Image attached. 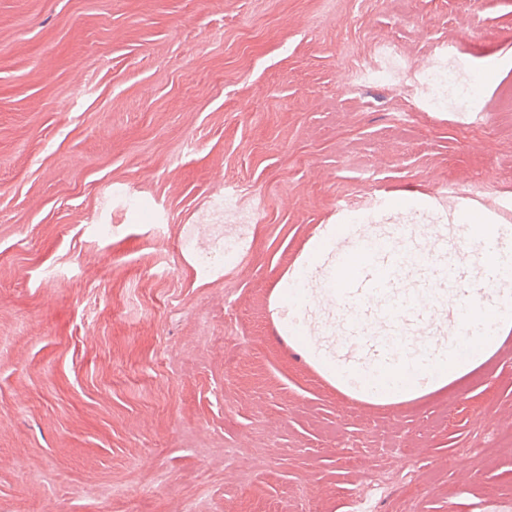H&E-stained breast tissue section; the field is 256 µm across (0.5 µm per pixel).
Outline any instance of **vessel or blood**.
<instances>
[{"instance_id": "obj_1", "label": "vessel or blood", "mask_w": 512, "mask_h": 512, "mask_svg": "<svg viewBox=\"0 0 512 512\" xmlns=\"http://www.w3.org/2000/svg\"><path fill=\"white\" fill-rule=\"evenodd\" d=\"M337 241L338 249L329 253L327 259L326 286L329 295L344 299L348 305L343 335L353 350L370 349L373 337L377 336L381 339L380 352L401 351L408 340L397 334L395 321L409 312L422 323H434L438 287L447 281L461 282L463 278L456 258L434 264L429 251L418 244L399 250L363 235L352 236L345 225L338 227ZM422 272L427 273L431 289L396 292L398 283ZM464 293L468 298L464 313L493 319L495 311L490 303L497 293L493 279L468 283Z\"/></svg>"}]
</instances>
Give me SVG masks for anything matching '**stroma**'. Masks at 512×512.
Wrapping results in <instances>:
<instances>
[{
    "instance_id": "1",
    "label": "stroma",
    "mask_w": 512,
    "mask_h": 512,
    "mask_svg": "<svg viewBox=\"0 0 512 512\" xmlns=\"http://www.w3.org/2000/svg\"><path fill=\"white\" fill-rule=\"evenodd\" d=\"M392 41L474 83L512 0H0V512H349L377 471L369 512H512V330L393 400L284 330L280 282L349 202L493 274L454 216L512 220V67L349 93ZM347 315L304 319L334 353ZM389 476L383 472H377L367 477L357 490L351 496L353 506L360 505L366 500H370L384 486L388 484Z\"/></svg>"
}]
</instances>
